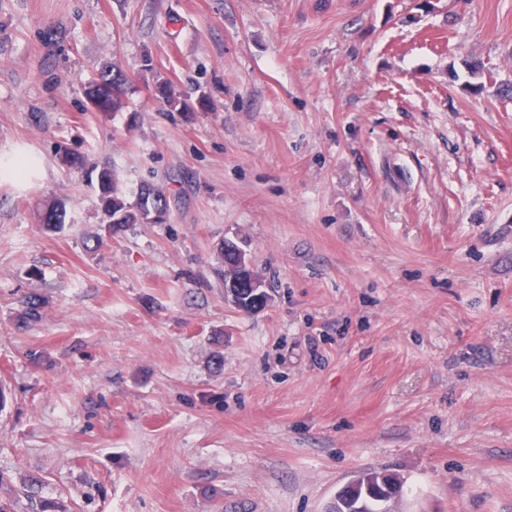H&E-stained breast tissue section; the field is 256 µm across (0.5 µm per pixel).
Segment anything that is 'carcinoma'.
<instances>
[{
	"label": "carcinoma",
	"instance_id": "obj_1",
	"mask_svg": "<svg viewBox=\"0 0 512 512\" xmlns=\"http://www.w3.org/2000/svg\"><path fill=\"white\" fill-rule=\"evenodd\" d=\"M163 107L168 112H181L192 115L189 104L178 96L173 87L166 83L155 86ZM130 85L128 77L114 63H100L95 74L85 83L84 95L90 109L94 112L108 114L127 106ZM56 157L61 165L68 169L88 170V175H96L98 187V210L100 223L105 225L108 233L132 224H147L151 216L150 207L155 203L169 202L166 190L161 185L141 184L134 192V201H129L127 192L120 184L117 171L110 166L87 168L85 159L73 152L66 144L57 146ZM55 217V223L46 225L50 230H59L66 224L67 208L63 200H55L44 205L38 211L39 223H44V214ZM258 288L248 292L243 290L232 301V305L242 312L249 311L252 295L266 292L268 288L261 276ZM18 323L22 327L37 324L43 319L44 298L37 293H29L20 300ZM392 488L403 493L404 481L386 471H363L354 476L353 484L336 492V497L326 506L325 512H392V498L377 493L381 488ZM22 494L28 501L32 512H69L67 505L59 498H46L40 495L39 480L27 479L22 483Z\"/></svg>",
	"mask_w": 512,
	"mask_h": 512
}]
</instances>
